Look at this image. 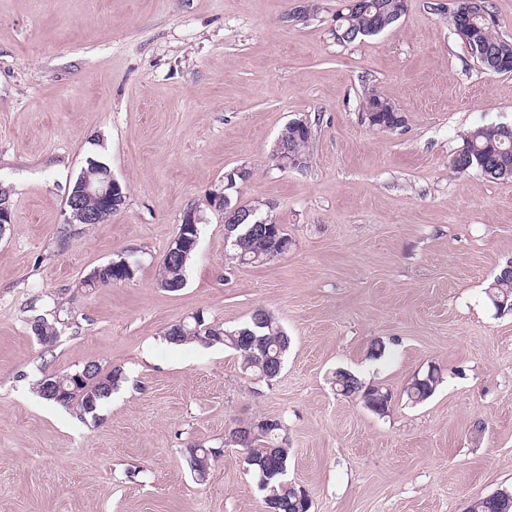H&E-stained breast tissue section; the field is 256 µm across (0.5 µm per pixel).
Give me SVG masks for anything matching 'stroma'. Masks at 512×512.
Returning a JSON list of instances; mask_svg holds the SVG:
<instances>
[{"mask_svg": "<svg viewBox=\"0 0 512 512\" xmlns=\"http://www.w3.org/2000/svg\"><path fill=\"white\" fill-rule=\"evenodd\" d=\"M408 0L381 34L338 43L346 0H0V512H262L238 424L275 419L311 512H464L512 491V315L486 289L512 261V181L450 167L471 128L512 123V74L485 72L441 11ZM376 90L405 117L361 118ZM313 128L304 170L276 165L287 123ZM125 188L102 224H66L87 158ZM260 206L294 246L232 257L205 197ZM203 222L187 284H158L184 212ZM120 251L133 281L81 286ZM258 309L290 338L272 381L217 344H169L196 312ZM57 330L40 344L31 324ZM381 342L385 352L373 357ZM89 362L124 380L96 416L47 402L46 374ZM436 368L415 404L406 389ZM390 391L385 414L336 369ZM223 447L204 483L191 445ZM438 373L434 371L426 372L418 379H414L407 390V396L413 402H423L430 398L435 392L440 380Z\"/></svg>", "mask_w": 512, "mask_h": 512, "instance_id": "obj_1", "label": "stroma"}]
</instances>
